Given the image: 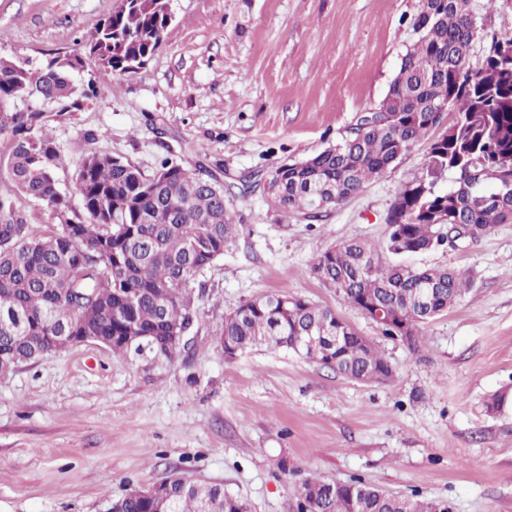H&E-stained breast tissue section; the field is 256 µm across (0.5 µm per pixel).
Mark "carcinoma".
Instances as JSON below:
<instances>
[{
	"instance_id": "1",
	"label": "carcinoma",
	"mask_w": 512,
	"mask_h": 512,
	"mask_svg": "<svg viewBox=\"0 0 512 512\" xmlns=\"http://www.w3.org/2000/svg\"><path fill=\"white\" fill-rule=\"evenodd\" d=\"M171 18L166 0H123L89 40L93 77L77 84L78 56L52 58L31 71L0 59V155L19 192L51 207L60 224L38 235L0 198V374L57 351V336H87L115 358L152 369L175 362L185 343H170L194 320L197 277L234 242L238 228L224 203V187L205 170L189 173L163 159L151 175L101 150L86 152L76 170L74 195L60 189L64 158L50 122L64 119L94 93L93 85L136 73L161 47ZM415 35L388 93L370 119L340 143L302 161L249 176L269 180L272 204L286 214L318 221L395 166L422 140L429 142L430 176L454 175L447 190L413 179L389 211L381 244L352 239L322 252L312 272L362 313L378 307L397 320L411 315L423 326L448 311L471 287L468 273L421 267L401 257L448 244L454 225L512 224V45L492 40L482 65L468 62L476 36L470 0H422L410 20ZM38 96L55 106L9 112L6 105ZM454 114L448 126L444 115ZM400 257L386 262L383 254ZM224 357L250 350H288L340 376L370 382L388 367L376 347L336 313L286 290L256 298L224 317L216 330ZM450 512L448 501L384 493L353 477L302 483L297 512ZM246 503L218 484L187 478L171 483L168 500L122 496L105 512H244Z\"/></svg>"
}]
</instances>
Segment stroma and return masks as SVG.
<instances>
[{"label": "stroma", "instance_id": "obj_1", "mask_svg": "<svg viewBox=\"0 0 512 512\" xmlns=\"http://www.w3.org/2000/svg\"><path fill=\"white\" fill-rule=\"evenodd\" d=\"M121 0H0V58L39 69L85 54ZM421 0H168L166 38L138 73L118 76L52 134L62 191L86 151L152 174L163 158L238 181L348 137L395 78ZM472 65L512 35V0H472ZM427 146L319 222L282 217L260 192L226 197L239 235L204 271L189 344L150 378L85 343L0 376V512H103L133 486L179 473L222 485L249 512H294L319 476H360L382 491L445 499L452 512H512V224L412 256L468 270L467 294L423 325L420 350L385 336L313 274L339 242L377 243L404 184L426 176ZM0 197L46 232L57 218L0 171ZM333 309L392 368L354 382L285 350L225 360V315L280 290Z\"/></svg>", "mask_w": 512, "mask_h": 512}]
</instances>
